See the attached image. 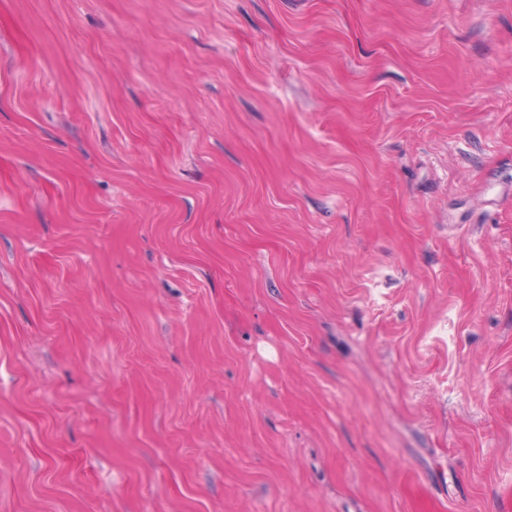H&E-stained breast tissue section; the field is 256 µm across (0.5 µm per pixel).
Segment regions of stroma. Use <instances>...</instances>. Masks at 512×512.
Here are the masks:
<instances>
[{
  "label": "stroma",
  "instance_id": "1",
  "mask_svg": "<svg viewBox=\"0 0 512 512\" xmlns=\"http://www.w3.org/2000/svg\"><path fill=\"white\" fill-rule=\"evenodd\" d=\"M0 512H512V0H0Z\"/></svg>",
  "mask_w": 512,
  "mask_h": 512
}]
</instances>
